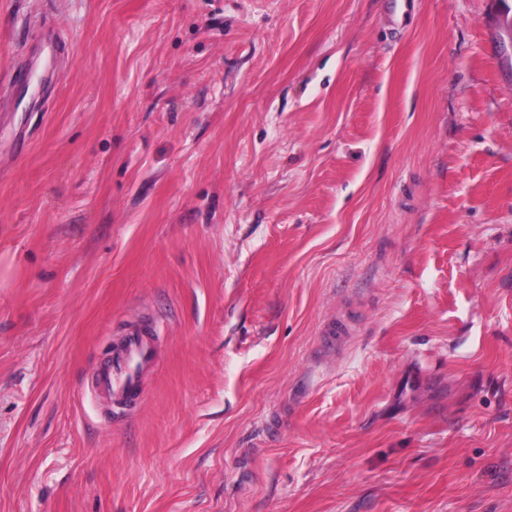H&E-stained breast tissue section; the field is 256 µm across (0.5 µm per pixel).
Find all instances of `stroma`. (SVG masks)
<instances>
[{
  "mask_svg": "<svg viewBox=\"0 0 512 512\" xmlns=\"http://www.w3.org/2000/svg\"><path fill=\"white\" fill-rule=\"evenodd\" d=\"M498 11L0 0V512H512ZM158 336L151 324L130 327L112 350L111 359L98 371L99 396L112 404L136 408L142 405V373L156 358Z\"/></svg>",
  "mask_w": 512,
  "mask_h": 512,
  "instance_id": "35a3bbf8",
  "label": "stroma"
}]
</instances>
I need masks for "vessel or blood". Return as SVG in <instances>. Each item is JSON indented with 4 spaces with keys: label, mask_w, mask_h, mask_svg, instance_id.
I'll use <instances>...</instances> for the list:
<instances>
[{
    "label": "vessel or blood",
    "mask_w": 512,
    "mask_h": 512,
    "mask_svg": "<svg viewBox=\"0 0 512 512\" xmlns=\"http://www.w3.org/2000/svg\"><path fill=\"white\" fill-rule=\"evenodd\" d=\"M157 342L152 325L128 328L115 345L111 359L95 377L99 396L130 408L141 406L144 400L141 376L156 358Z\"/></svg>",
    "instance_id": "b4317fda"
}]
</instances>
